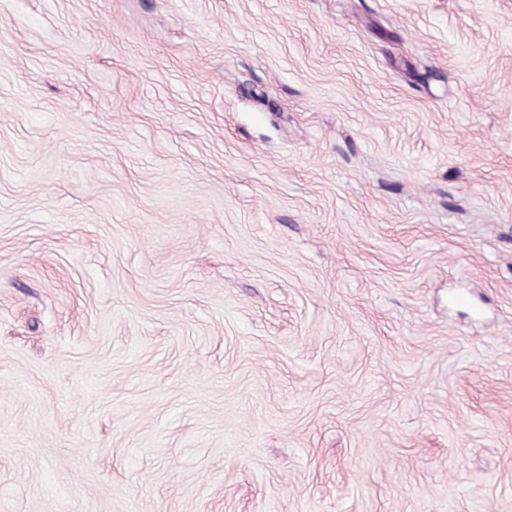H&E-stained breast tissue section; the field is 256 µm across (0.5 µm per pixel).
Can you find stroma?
I'll return each instance as SVG.
<instances>
[{
	"label": "stroma",
	"instance_id": "stroma-1",
	"mask_svg": "<svg viewBox=\"0 0 512 512\" xmlns=\"http://www.w3.org/2000/svg\"><path fill=\"white\" fill-rule=\"evenodd\" d=\"M0 512H512V0H0Z\"/></svg>",
	"mask_w": 512,
	"mask_h": 512
}]
</instances>
